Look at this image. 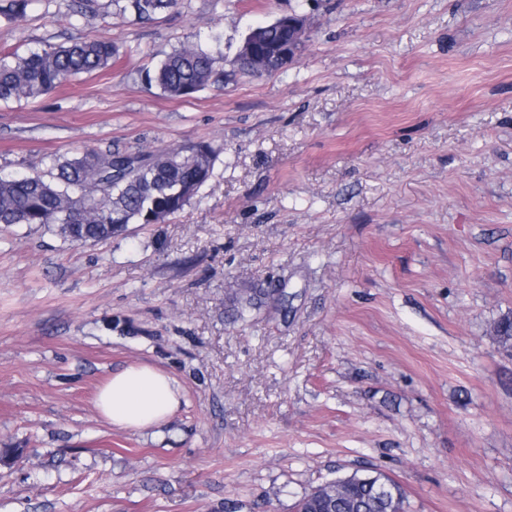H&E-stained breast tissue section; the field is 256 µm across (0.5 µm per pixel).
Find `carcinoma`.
Listing matches in <instances>:
<instances>
[{
  "mask_svg": "<svg viewBox=\"0 0 512 512\" xmlns=\"http://www.w3.org/2000/svg\"><path fill=\"white\" fill-rule=\"evenodd\" d=\"M30 2L6 0L0 4V15L20 18ZM111 2L119 11L130 10L140 18L176 4ZM286 41V27L265 23L250 30L231 58L188 43L147 72L145 81L172 97H189L218 79L226 66L233 74H254L247 57L250 47L266 59V74H275L280 71L275 51ZM119 54L117 44L94 39L48 46L24 56H0V101L38 99L81 74L109 67ZM214 160V150L205 142L135 153L84 148L69 156H52L41 173L0 177V224L53 226L72 245L102 243L129 224H159L182 211L210 179ZM262 303L263 290L253 289L238 299L237 314ZM495 337L503 350L512 352V315L498 320ZM395 488L397 494L385 498L365 483L351 482L338 498L324 484L301 498L295 512H405V493L400 485Z\"/></svg>",
  "mask_w": 512,
  "mask_h": 512,
  "instance_id": "carcinoma-1",
  "label": "carcinoma"
}]
</instances>
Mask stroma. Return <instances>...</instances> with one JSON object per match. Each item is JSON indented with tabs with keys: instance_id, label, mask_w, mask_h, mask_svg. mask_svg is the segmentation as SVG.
<instances>
[{
	"instance_id": "obj_1",
	"label": "stroma",
	"mask_w": 512,
	"mask_h": 512,
	"mask_svg": "<svg viewBox=\"0 0 512 512\" xmlns=\"http://www.w3.org/2000/svg\"><path fill=\"white\" fill-rule=\"evenodd\" d=\"M32 0L0 52L112 40L111 68L0 101V175L209 143L179 214L72 246L0 224V512H294L354 472L407 512H512V0H177L150 19ZM277 74L189 98L143 76L283 14ZM264 304L232 316L241 294ZM131 364L180 384L159 427L95 407Z\"/></svg>"
}]
</instances>
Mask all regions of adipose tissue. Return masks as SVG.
<instances>
[{
	"label": "adipose tissue",
	"mask_w": 512,
	"mask_h": 512,
	"mask_svg": "<svg viewBox=\"0 0 512 512\" xmlns=\"http://www.w3.org/2000/svg\"><path fill=\"white\" fill-rule=\"evenodd\" d=\"M181 399V389L169 374L132 364L112 374L99 389L96 408L113 426L142 430L167 421Z\"/></svg>",
	"instance_id": "obj_1"
}]
</instances>
